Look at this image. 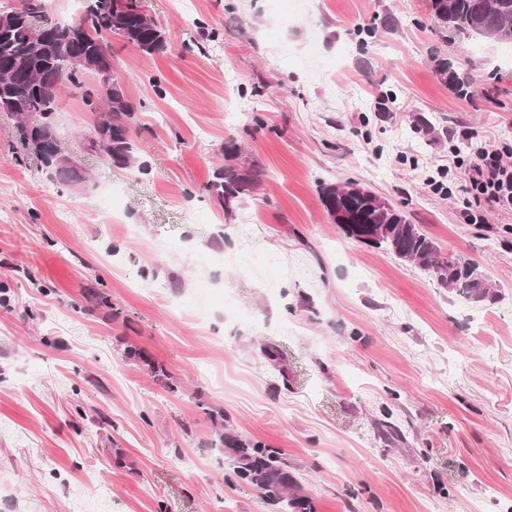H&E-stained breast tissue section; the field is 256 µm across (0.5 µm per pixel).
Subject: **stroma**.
I'll list each match as a JSON object with an SVG mask.
<instances>
[{"mask_svg": "<svg viewBox=\"0 0 512 512\" xmlns=\"http://www.w3.org/2000/svg\"><path fill=\"white\" fill-rule=\"evenodd\" d=\"M140 2L171 35L112 40L146 174L82 149L80 97L52 131L84 188L0 112V512H275L225 484L220 425L318 512H512V209L468 223L452 153L512 149V56L430 0ZM231 138L259 184L228 220L206 185ZM348 181L495 299L346 237L319 185Z\"/></svg>", "mask_w": 512, "mask_h": 512, "instance_id": "stroma-1", "label": "stroma"}]
</instances>
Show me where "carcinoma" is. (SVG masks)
<instances>
[{"instance_id":"cac0c4a2","label":"carcinoma","mask_w":512,"mask_h":512,"mask_svg":"<svg viewBox=\"0 0 512 512\" xmlns=\"http://www.w3.org/2000/svg\"><path fill=\"white\" fill-rule=\"evenodd\" d=\"M116 0H91L84 14L71 23H61L50 18L42 0H31L26 4L27 20L14 23L7 15L13 10L0 9V112L14 118L34 114L45 125L41 147H32L40 164L59 184L69 185L77 178H86L84 170L76 167L50 166L46 157L60 150L57 138L52 133L53 118L57 111L58 90L63 83L81 92L84 103L92 110L98 101L92 87L85 81L82 72H67L57 65L43 66L36 63L34 55L35 34L47 39L52 49L60 48L65 56H89L102 50L116 34L146 56L164 53L170 47V35L146 13L136 10L133 0H124L123 14L129 20V29L119 32L114 21ZM434 17L450 31H467L479 38L506 41L512 44V0H432ZM101 123L112 128L120 137L112 140V152L100 154L90 142L83 143L86 151L98 154L115 167L137 168L142 173L145 164L137 159L139 147L130 123L134 107L124 93L114 94L104 104ZM241 153L234 139L224 143V164L216 167L207 191L224 207V216L233 217L235 206L256 186L253 169L238 162ZM337 183L319 186L322 204L326 213L338 208L350 218V227L341 228L345 236L363 241L373 224H386L390 214H397L395 225L399 226L398 239L382 240L378 247L393 252L399 258L430 272L440 275L446 268V286L477 300L491 293L490 285L482 273L469 268L464 259H449L441 256L436 243L422 233L416 225L395 208L379 212L369 196L340 198ZM218 440L224 455L231 461L225 480L230 485L244 484L257 490L269 503L282 512H317L313 499L298 491V486L283 461L277 448H268L259 442H250L231 432L222 431Z\"/></svg>"}]
</instances>
